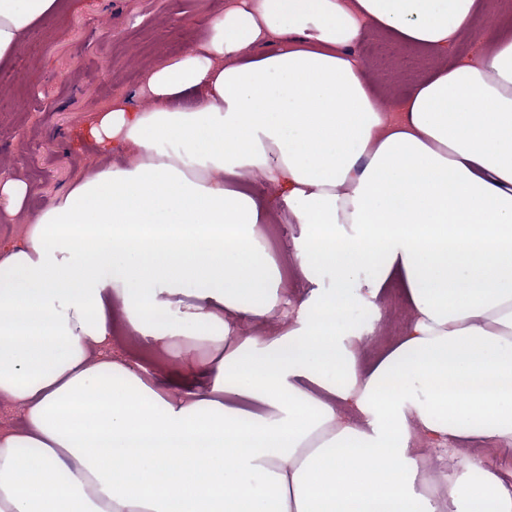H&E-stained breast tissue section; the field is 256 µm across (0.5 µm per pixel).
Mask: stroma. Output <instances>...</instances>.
Segmentation results:
<instances>
[{"instance_id": "1", "label": "stroma", "mask_w": 512, "mask_h": 512, "mask_svg": "<svg viewBox=\"0 0 512 512\" xmlns=\"http://www.w3.org/2000/svg\"><path fill=\"white\" fill-rule=\"evenodd\" d=\"M47 18L0 70V176L28 183L26 207L1 234L25 224L78 177L93 175L100 157L78 134L112 100L146 107L139 93L146 72L174 57L176 46L198 44L201 21L224 0H69ZM380 63L351 46L371 78L391 96L405 95L433 67L427 53L387 43Z\"/></svg>"}]
</instances>
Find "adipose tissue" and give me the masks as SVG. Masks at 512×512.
Here are the masks:
<instances>
[{
  "label": "adipose tissue",
  "mask_w": 512,
  "mask_h": 512,
  "mask_svg": "<svg viewBox=\"0 0 512 512\" xmlns=\"http://www.w3.org/2000/svg\"><path fill=\"white\" fill-rule=\"evenodd\" d=\"M65 5L0 0V66ZM479 8L230 0L149 108L98 111L97 173L0 236V512H512L480 456L440 493L419 468L424 440L512 445V30L449 55ZM373 32L437 60L386 107L348 52ZM394 287L409 318L364 353ZM199 345L202 383L157 381ZM297 232V224H290L286 214L279 224V229L274 227L269 231L267 249L278 263H281L282 258L293 250V237L297 235Z\"/></svg>",
  "instance_id": "adipose-tissue-1"
}]
</instances>
